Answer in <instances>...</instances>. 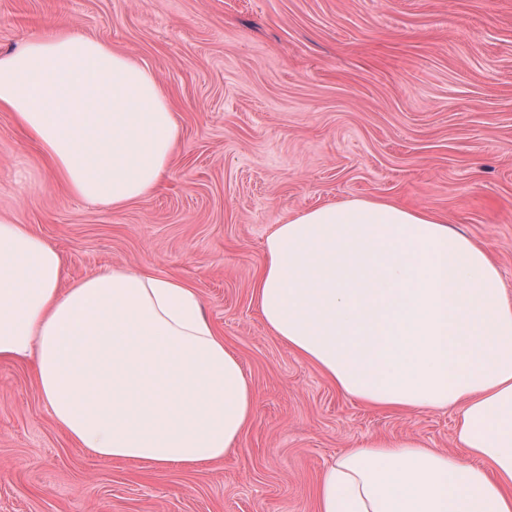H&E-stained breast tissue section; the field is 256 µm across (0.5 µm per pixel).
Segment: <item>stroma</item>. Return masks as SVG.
Listing matches in <instances>:
<instances>
[{
	"mask_svg": "<svg viewBox=\"0 0 512 512\" xmlns=\"http://www.w3.org/2000/svg\"><path fill=\"white\" fill-rule=\"evenodd\" d=\"M59 17L156 73L179 149L150 198L91 206L0 110V216L53 244L66 281L109 266L189 281L255 415L197 470L113 462L57 427L29 367L0 362V512H316L320 475L361 440L455 451L453 412L341 394L251 288L275 225L354 197L447 216L512 285V0H0V53Z\"/></svg>",
	"mask_w": 512,
	"mask_h": 512,
	"instance_id": "stroma-1",
	"label": "stroma"
}]
</instances>
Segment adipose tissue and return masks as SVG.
I'll return each mask as SVG.
<instances>
[{
  "mask_svg": "<svg viewBox=\"0 0 512 512\" xmlns=\"http://www.w3.org/2000/svg\"><path fill=\"white\" fill-rule=\"evenodd\" d=\"M86 203L149 198L180 132L154 72L64 20L0 54V109ZM282 344L390 412L456 416L457 453L369 438L327 467L316 512H512V289L491 250L434 213L352 198L277 225L252 288ZM0 361L30 363L89 453L154 467L223 459L255 393L187 281L111 268L64 284L61 254L0 218Z\"/></svg>",
  "mask_w": 512,
  "mask_h": 512,
  "instance_id": "obj_1",
  "label": "adipose tissue"
}]
</instances>
